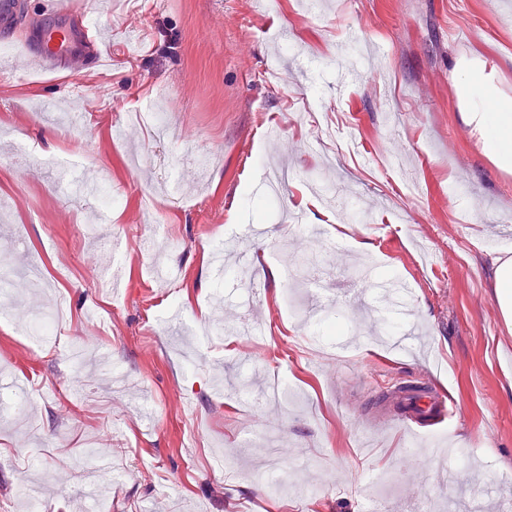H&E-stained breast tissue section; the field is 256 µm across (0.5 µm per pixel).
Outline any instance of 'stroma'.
I'll return each instance as SVG.
<instances>
[{
	"label": "stroma",
	"instance_id": "1",
	"mask_svg": "<svg viewBox=\"0 0 512 512\" xmlns=\"http://www.w3.org/2000/svg\"><path fill=\"white\" fill-rule=\"evenodd\" d=\"M68 22L25 0L0 45V271L26 322L60 300L67 310L52 347L0 323V394L22 405L0 421V512H26L31 484L46 512H82L99 459L112 469L106 512L406 500L448 512L473 489L512 497V319L495 288L512 258L498 237L512 227V172L476 148L462 115L477 105L454 92L467 72L512 96V0H319L314 12L309 0H90L110 67H33L22 45ZM47 100L82 113V132L49 120ZM58 154L80 162L68 195L42 163ZM193 156L209 157L206 177ZM267 166L287 169L288 188L260 220ZM315 181L335 206L293 223ZM149 212L169 229L175 281L146 272ZM258 221L266 242L250 266L215 275L225 236ZM305 260L335 281L401 288L373 290L362 311L340 294L318 303ZM116 263L114 294L101 268ZM247 281L260 289L250 304ZM223 318L231 336L185 345ZM81 342L108 367L73 369L65 355ZM277 375L293 401L265 398ZM403 382L438 383L454 402L442 451L410 448L387 418L385 393Z\"/></svg>",
	"mask_w": 512,
	"mask_h": 512
}]
</instances>
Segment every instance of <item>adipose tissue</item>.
Returning <instances> with one entry per match:
<instances>
[{
	"mask_svg": "<svg viewBox=\"0 0 512 512\" xmlns=\"http://www.w3.org/2000/svg\"><path fill=\"white\" fill-rule=\"evenodd\" d=\"M461 91L481 102L479 112L464 113L463 119L482 153L497 167L512 171V98L497 88L474 80L461 84Z\"/></svg>",
	"mask_w": 512,
	"mask_h": 512,
	"instance_id": "ef3b65f1",
	"label": "adipose tissue"
}]
</instances>
